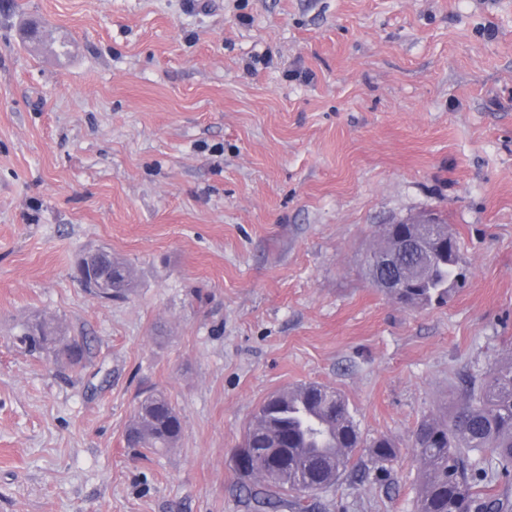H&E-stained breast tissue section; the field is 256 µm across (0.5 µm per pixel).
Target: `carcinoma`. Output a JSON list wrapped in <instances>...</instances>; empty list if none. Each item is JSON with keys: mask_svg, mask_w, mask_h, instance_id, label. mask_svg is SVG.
Instances as JSON below:
<instances>
[{"mask_svg": "<svg viewBox=\"0 0 512 512\" xmlns=\"http://www.w3.org/2000/svg\"><path fill=\"white\" fill-rule=\"evenodd\" d=\"M418 231L415 225L385 224L380 243L394 249L396 237ZM400 274L407 287L400 289L397 300L410 308L444 302L463 278L458 251L441 245L425 265L404 261ZM99 278L110 285L114 299L133 292L130 267L110 254L99 267ZM65 340L63 327L39 313L14 328L18 347L37 358ZM181 431L179 412L165 394L156 392L142 399L125 438L156 453L174 447ZM364 446L379 472L397 456V444L387 436L363 444L348 406L335 391L312 384L301 395L292 390L275 393L258 407L236 453L245 461L239 470L242 487L258 479L266 487L264 498L252 495L258 506L289 495L300 509L305 497L336 485ZM411 448L420 463L415 512H512V357L494 362L486 377L471 379L464 403L450 415L422 419Z\"/></svg>", "mask_w": 512, "mask_h": 512, "instance_id": "obj_1", "label": "carcinoma"}]
</instances>
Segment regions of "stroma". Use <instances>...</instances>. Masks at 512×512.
<instances>
[{
    "label": "stroma",
    "instance_id": "stroma-1",
    "mask_svg": "<svg viewBox=\"0 0 512 512\" xmlns=\"http://www.w3.org/2000/svg\"><path fill=\"white\" fill-rule=\"evenodd\" d=\"M0 13V512H252L233 455L273 393H341L365 470L309 512H413L417 423L512 354V0H16ZM42 45L21 32L29 17ZM440 212L467 280L403 307L382 225ZM103 249L134 290L76 278ZM59 321L63 368L15 325ZM174 448H128L139 400ZM138 413L126 427V441L148 452L173 448L182 431V420L171 400L162 392L147 395Z\"/></svg>",
    "mask_w": 512,
    "mask_h": 512
}]
</instances>
